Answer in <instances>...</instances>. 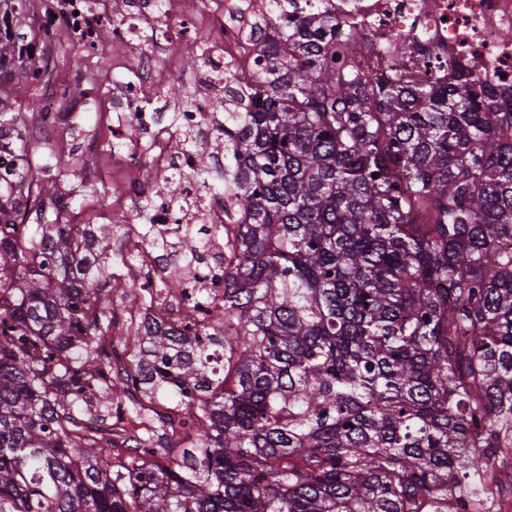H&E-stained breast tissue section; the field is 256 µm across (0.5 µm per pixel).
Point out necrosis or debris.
I'll list each match as a JSON object with an SVG mask.
<instances>
[{
  "instance_id": "necrosis-or-debris-1",
  "label": "necrosis or debris",
  "mask_w": 512,
  "mask_h": 512,
  "mask_svg": "<svg viewBox=\"0 0 512 512\" xmlns=\"http://www.w3.org/2000/svg\"><path fill=\"white\" fill-rule=\"evenodd\" d=\"M326 8L340 26H357L372 38V58L386 65L400 56L409 72L422 77L447 74L453 65L479 59V82L497 88H512V0H326ZM245 0H200L199 9L185 13L182 0H136L134 9L118 11L111 24H96L90 0H58L50 9L40 10L42 21L61 20L68 40L101 48L128 47L141 40L144 24L156 12L163 13L170 32L188 42L205 38L208 52L194 72L202 95L192 109L174 113L173 125L161 122L169 110L165 101L143 106V87L156 80L159 72L179 73L183 61L168 58L157 66L152 51L141 52L134 66L123 75L126 119L135 121L149 136L147 149L122 146L121 129L113 127L112 155L130 170L144 171L146 178L185 171L193 155L175 150L170 137L173 127L187 128L205 139L222 129L220 113L210 111L207 98L223 94L224 68L235 65L253 71L262 43L245 35L240 16ZM45 126L58 130L67 126L78 112L99 111L92 98L71 102L58 87L46 86L43 94Z\"/></svg>"
}]
</instances>
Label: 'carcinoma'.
Returning <instances> with one entry per match:
<instances>
[{
  "label": "carcinoma",
  "instance_id": "carcinoma-1",
  "mask_svg": "<svg viewBox=\"0 0 512 512\" xmlns=\"http://www.w3.org/2000/svg\"><path fill=\"white\" fill-rule=\"evenodd\" d=\"M33 2L0 0V512H477L512 448V94L475 59L365 69L320 0H264L263 65L213 102L224 167L180 174L227 222L123 252L119 224H57L39 73L1 80ZM214 243L224 298L191 287L172 316ZM114 280L158 307L116 377ZM135 391L184 408L179 454L145 421L112 439Z\"/></svg>",
  "mask_w": 512,
  "mask_h": 512
}]
</instances>
